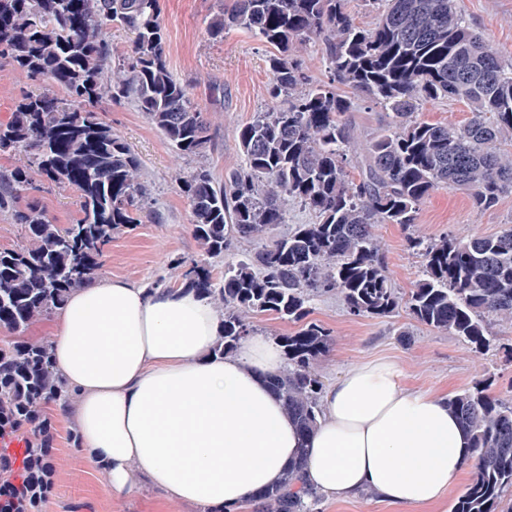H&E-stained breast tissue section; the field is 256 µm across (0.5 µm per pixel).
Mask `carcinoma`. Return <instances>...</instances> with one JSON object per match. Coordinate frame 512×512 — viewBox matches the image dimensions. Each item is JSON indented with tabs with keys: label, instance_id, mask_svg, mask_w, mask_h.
<instances>
[{
	"label": "carcinoma",
	"instance_id": "1",
	"mask_svg": "<svg viewBox=\"0 0 512 512\" xmlns=\"http://www.w3.org/2000/svg\"><path fill=\"white\" fill-rule=\"evenodd\" d=\"M373 26L355 24L346 0H233L210 15L217 40L245 29L276 48L268 58L274 105L237 131L242 163L216 181L205 166L181 180L190 231L201 257L177 256L182 286L224 309L213 353L234 354L254 334L251 317L269 313L300 324L276 337L285 367L267 377L290 420L306 439L314 433L326 383L316 363L333 344L329 330L307 320L318 297L336 294L354 317H389L403 306L419 324L459 337L475 352L499 341L512 319V225L495 235L426 239L408 247L423 258L409 292L391 283L377 224L408 229L438 189L467 191L487 210L512 192V62L473 30L455 0H368ZM160 0H0V60L60 87L27 94L0 123V155L19 157L0 170V213L26 229V244L0 249V437L31 429L18 477L53 447L45 409L67 398L44 343L24 336L62 306L101 266L105 247L123 228L158 223L142 162L96 112L102 101H131L181 155L205 157L208 113L170 72ZM129 35L112 51L107 31ZM320 43L330 78L315 82L299 53ZM349 86L388 111L389 121L361 140L345 114ZM444 98L471 112L462 125L417 118L419 106ZM356 163L358 178L346 168ZM74 187L80 213L54 224L36 206L20 207L35 177ZM298 202L310 224L287 221ZM252 250L213 274L211 260L238 242ZM480 380L448 398L469 440L474 474L452 512H512V402ZM304 449L279 481L251 494L253 512H317L318 494L303 481Z\"/></svg>",
	"mask_w": 512,
	"mask_h": 512
}]
</instances>
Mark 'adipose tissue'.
<instances>
[{
    "label": "adipose tissue",
    "instance_id": "ef3b65f1",
    "mask_svg": "<svg viewBox=\"0 0 512 512\" xmlns=\"http://www.w3.org/2000/svg\"><path fill=\"white\" fill-rule=\"evenodd\" d=\"M220 324L193 292L99 275L48 325L44 341L75 394L56 411L74 421L110 496L146 481L167 500L223 512L301 455L306 481L331 500L369 492L409 512L442 501L467 439L439 394L404 386L393 362L353 364L325 389L306 442L264 382L284 366L275 340L253 335L218 357Z\"/></svg>",
    "mask_w": 512,
    "mask_h": 512
}]
</instances>
